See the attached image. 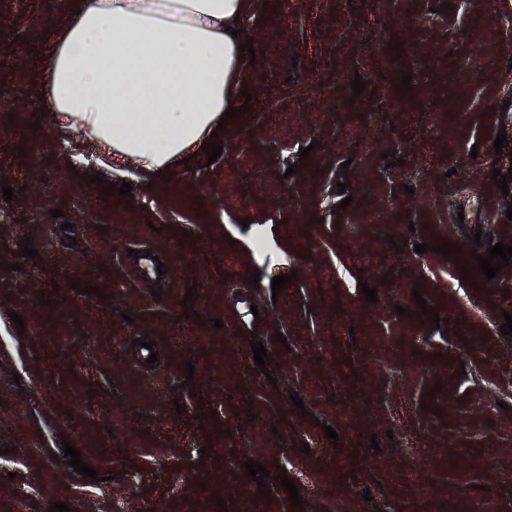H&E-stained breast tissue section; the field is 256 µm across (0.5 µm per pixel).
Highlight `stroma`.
Listing matches in <instances>:
<instances>
[{
    "mask_svg": "<svg viewBox=\"0 0 512 512\" xmlns=\"http://www.w3.org/2000/svg\"><path fill=\"white\" fill-rule=\"evenodd\" d=\"M69 21L67 0H0V512H512V272L473 268L512 244L491 178L512 168V0H253L221 157L128 197L45 106ZM144 246L166 267L146 282Z\"/></svg>",
    "mask_w": 512,
    "mask_h": 512,
    "instance_id": "1",
    "label": "stroma"
}]
</instances>
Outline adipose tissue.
Segmentation results:
<instances>
[{"label":"adipose tissue","mask_w":512,"mask_h":512,"mask_svg":"<svg viewBox=\"0 0 512 512\" xmlns=\"http://www.w3.org/2000/svg\"><path fill=\"white\" fill-rule=\"evenodd\" d=\"M73 6L46 56V107L58 130L93 142L98 167L114 178L154 181L175 171L237 104L251 0Z\"/></svg>","instance_id":"obj_1"}]
</instances>
